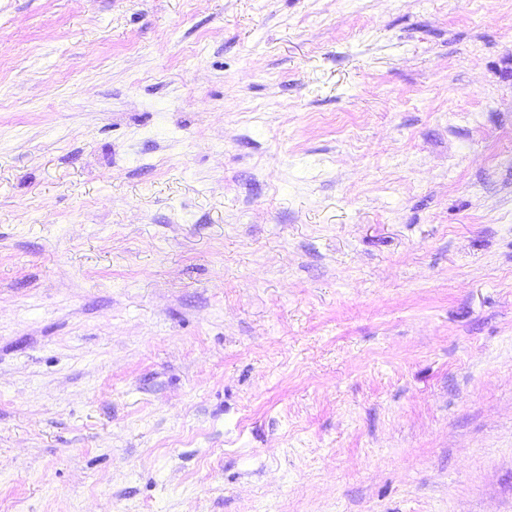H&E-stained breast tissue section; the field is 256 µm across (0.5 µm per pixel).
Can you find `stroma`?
I'll return each instance as SVG.
<instances>
[{"label": "stroma", "instance_id": "stroma-1", "mask_svg": "<svg viewBox=\"0 0 512 512\" xmlns=\"http://www.w3.org/2000/svg\"><path fill=\"white\" fill-rule=\"evenodd\" d=\"M0 512H512V0H0Z\"/></svg>", "mask_w": 512, "mask_h": 512}]
</instances>
